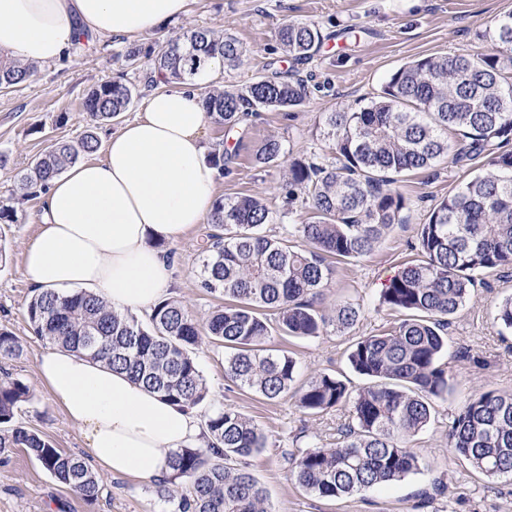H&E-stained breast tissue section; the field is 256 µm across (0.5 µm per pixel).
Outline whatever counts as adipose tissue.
<instances>
[{"label": "adipose tissue", "mask_w": 512, "mask_h": 512, "mask_svg": "<svg viewBox=\"0 0 512 512\" xmlns=\"http://www.w3.org/2000/svg\"><path fill=\"white\" fill-rule=\"evenodd\" d=\"M186 7L187 0H0V51L31 64L58 62L78 33L133 40ZM209 120L197 83L162 86L135 120L112 131L101 157L53 178L24 255L34 290L85 291L121 312H148L169 298V247L207 219L215 200L217 171L202 144ZM37 369L79 427L93 469L157 481L170 452L207 442L194 409L105 362L52 346Z\"/></svg>", "instance_id": "obj_1"}]
</instances>
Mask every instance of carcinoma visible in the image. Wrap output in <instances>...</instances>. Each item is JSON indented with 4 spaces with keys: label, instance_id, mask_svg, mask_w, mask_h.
I'll return each mask as SVG.
<instances>
[{
    "label": "carcinoma",
    "instance_id": "obj_1",
    "mask_svg": "<svg viewBox=\"0 0 512 512\" xmlns=\"http://www.w3.org/2000/svg\"><path fill=\"white\" fill-rule=\"evenodd\" d=\"M294 63L312 59L324 37L311 23L289 22L276 34ZM481 40L488 53L427 56L392 72L369 102L347 112H327L320 133L332 157H299L288 163V201L303 191L311 200L304 224L288 231L309 244L300 249L262 232L283 220L252 196L217 199L208 216L207 256L200 287L224 295L223 306L199 323L182 302L156 303L145 321L113 310L86 292L33 293L27 305L38 338L93 360H103L150 390L189 406L206 400L207 387L194 350L203 338L224 348V374L242 390L274 400L293 389L297 362L265 344L280 331L316 337L332 328L350 329L360 309L345 302L326 315L315 309L334 274L328 259L370 254L395 225L404 223L407 198L397 184L408 172L429 171L448 156V132L466 141L456 159L484 158L489 169L472 176L436 203L421 225L418 258L390 279L381 302L401 315L387 329L360 338L348 354L352 369L371 380L354 392L329 374L296 391L301 408L320 413L351 402L355 423L339 430L336 447L288 453L296 483L320 497L338 498L399 481L419 470L406 438L431 420L433 400L449 390L441 363L448 324L466 305L486 273L512 267V13L500 16ZM124 61L142 66L144 86L153 73L169 83L194 78L211 59L224 69L242 66L243 44L233 35L194 28L166 42L130 47ZM31 68L0 57V89L23 83ZM307 94L304 80L264 74L241 88L209 90L204 106L211 119L233 129L247 110L288 109ZM141 91L121 80L92 88L83 108L92 126L75 143H52L20 176L25 195L36 197L50 180L98 148L97 125L117 118ZM284 156L280 140H266L255 161L271 165ZM496 321L512 332V296L497 306ZM22 345L0 328V359L20 355ZM31 400L20 379L0 377V455L23 448L59 484L86 501L102 494L103 478L73 453L16 422ZM208 449L182 448L169 455L165 492L188 485L174 512H268L266 492L237 460L267 447L253 422L226 407L205 416ZM457 455L487 479L512 478V392L477 394L448 425Z\"/></svg>",
    "mask_w": 512,
    "mask_h": 512
}]
</instances>
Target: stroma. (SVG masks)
Returning a JSON list of instances; mask_svg holds the SVG:
<instances>
[{
  "label": "stroma",
  "mask_w": 512,
  "mask_h": 512,
  "mask_svg": "<svg viewBox=\"0 0 512 512\" xmlns=\"http://www.w3.org/2000/svg\"><path fill=\"white\" fill-rule=\"evenodd\" d=\"M512 12V0H189L184 17L166 22L141 35V42H163L188 28H212L235 35L248 50L246 64L218 70L203 83V90L243 86L263 74L266 64L278 62L280 70L297 69L308 79L304 102L286 110L250 113L232 132L208 124L206 147L224 143V174L216 182V195L233 199L250 195L263 198L284 221L266 225L269 236L287 233L291 225L308 218V202L298 197L286 204L285 165L255 163L257 149L267 139L282 141L289 157H328L330 143L319 129L323 113L346 111L366 104L382 82L404 63L425 56H469L487 51L479 32ZM291 21L320 27L325 40L312 60L300 66L281 60L278 29ZM127 39L91 38L74 50L70 59L32 66L27 81L0 91V152L9 157L0 167V206L14 207L16 220L0 223V246L7 260L0 265V327L23 344L19 358L0 362L14 378L25 382L31 399L17 412L18 422L39 430L55 447L80 453L78 427L53 401L37 371V358L46 343L29 325L26 307L33 289L24 273V252L37 237L42 222V200L22 196L21 174L58 139L75 140L90 124L82 108L90 88L116 77L137 82L139 70L116 63L129 47ZM66 123H58L59 114ZM485 160L462 164L444 158L436 177L407 173L399 184L410 201L405 223L396 225L369 255L338 264L323 290L325 310L351 302L361 311L346 333L333 331L315 338H272L268 349L287 352L297 361V385L321 374L343 379L351 390L368 385L347 360L350 346L394 322L395 316L380 303L388 280L416 259L414 246L430 208L453 193L465 180L486 171ZM210 224L191 227L172 246L175 299L198 320L219 304L200 286L202 251ZM512 296V270L487 275L448 329L443 358L453 379L452 392L434 403L430 424L410 437L406 445L419 455V471L384 487L340 498L324 499L300 488L291 473L288 452L296 449L332 448L337 431L353 420L351 404L327 411H303L295 395L269 400L239 389L224 375V353L203 343L196 359L206 380L205 415L230 406L252 419L267 439V446L242 461L265 490L273 512H512V479L489 480L458 457L448 444V422L473 396L489 390L512 391V334L494 320L497 304ZM105 490L93 503L56 483L42 465L24 450L0 458V512H169L171 504L156 483L105 477Z\"/></svg>",
  "instance_id": "1"
}]
</instances>
